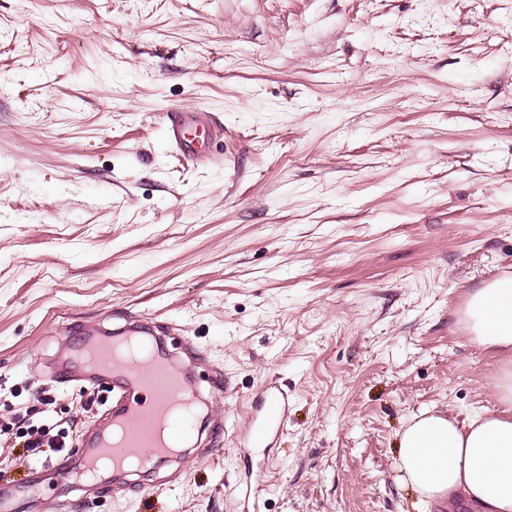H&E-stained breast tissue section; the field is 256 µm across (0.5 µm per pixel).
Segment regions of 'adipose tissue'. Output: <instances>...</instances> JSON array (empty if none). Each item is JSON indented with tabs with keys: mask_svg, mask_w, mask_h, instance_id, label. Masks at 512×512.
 Returning a JSON list of instances; mask_svg holds the SVG:
<instances>
[{
	"mask_svg": "<svg viewBox=\"0 0 512 512\" xmlns=\"http://www.w3.org/2000/svg\"><path fill=\"white\" fill-rule=\"evenodd\" d=\"M464 319L481 347L512 349V277H501L468 298ZM501 408L458 426L426 410L408 422L400 438V469L422 501L464 496L475 512H512V366L496 386Z\"/></svg>",
	"mask_w": 512,
	"mask_h": 512,
	"instance_id": "obj_1",
	"label": "adipose tissue"
}]
</instances>
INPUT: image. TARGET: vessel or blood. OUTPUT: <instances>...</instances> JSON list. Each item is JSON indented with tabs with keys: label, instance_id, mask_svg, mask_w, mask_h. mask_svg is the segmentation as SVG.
I'll return each mask as SVG.
<instances>
[{
	"label": "vessel or blood",
	"instance_id": "b4317fda",
	"mask_svg": "<svg viewBox=\"0 0 512 512\" xmlns=\"http://www.w3.org/2000/svg\"><path fill=\"white\" fill-rule=\"evenodd\" d=\"M165 131L177 154L195 159L196 147L180 117L166 116ZM74 333L69 320L56 329L65 342L59 371L70 383H111L112 403L106 428L83 441L75 463L58 470V478L75 485L98 483L178 456L181 444L197 431L201 395L174 356L158 355L149 343L153 327L130 320L110 331L87 328L80 342L72 345L67 338ZM287 409L284 393H263L251 407L247 443L267 446Z\"/></svg>",
	"mask_w": 512,
	"mask_h": 512
}]
</instances>
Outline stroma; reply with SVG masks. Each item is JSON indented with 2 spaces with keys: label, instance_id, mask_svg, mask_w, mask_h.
<instances>
[{
  "label": "stroma",
  "instance_id": "35a3bbf8",
  "mask_svg": "<svg viewBox=\"0 0 512 512\" xmlns=\"http://www.w3.org/2000/svg\"><path fill=\"white\" fill-rule=\"evenodd\" d=\"M221 146L169 150L160 114ZM512 277V0H0V493L112 398L51 372L59 316H128L232 390L221 442L130 490L47 478L20 512H444L399 468L426 409L499 407L512 350L476 345L469 295ZM288 395L242 448L253 400ZM54 404H44V396ZM288 409L287 395L266 391L251 406L246 442L254 448H266L279 432ZM23 437L26 438L23 447L27 456L31 455L36 459H41V454L47 453L44 448H50L52 452L60 453L68 447L66 441L68 434L65 431L57 430L56 433H53V429L46 428L43 425L28 427ZM47 459L48 455L46 454Z\"/></svg>",
  "mask_w": 512,
  "mask_h": 512
}]
</instances>
